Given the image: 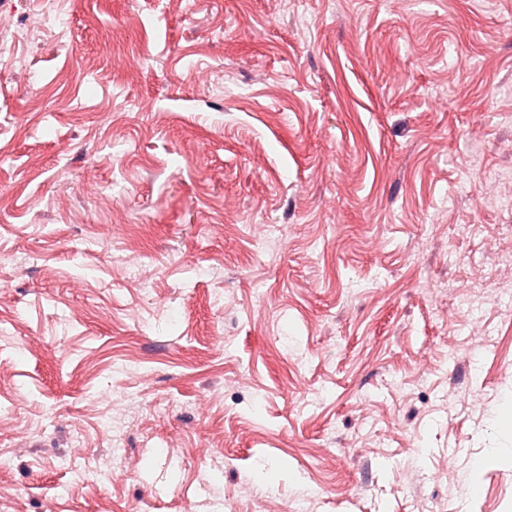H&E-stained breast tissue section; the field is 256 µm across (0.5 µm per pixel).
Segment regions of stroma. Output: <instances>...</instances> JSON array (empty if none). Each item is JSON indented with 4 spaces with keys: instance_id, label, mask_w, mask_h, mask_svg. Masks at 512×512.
<instances>
[{
    "instance_id": "1",
    "label": "stroma",
    "mask_w": 512,
    "mask_h": 512,
    "mask_svg": "<svg viewBox=\"0 0 512 512\" xmlns=\"http://www.w3.org/2000/svg\"><path fill=\"white\" fill-rule=\"evenodd\" d=\"M0 16V512H512V0Z\"/></svg>"
}]
</instances>
